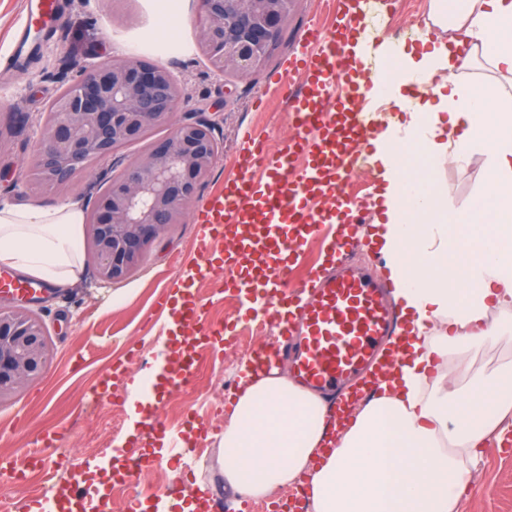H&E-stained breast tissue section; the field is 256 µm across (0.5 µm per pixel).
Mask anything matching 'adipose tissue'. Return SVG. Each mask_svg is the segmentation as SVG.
Returning <instances> with one entry per match:
<instances>
[{"instance_id":"adipose-tissue-1","label":"adipose tissue","mask_w":512,"mask_h":512,"mask_svg":"<svg viewBox=\"0 0 512 512\" xmlns=\"http://www.w3.org/2000/svg\"><path fill=\"white\" fill-rule=\"evenodd\" d=\"M448 11L452 36L420 54L400 51L372 90L408 114L374 139L385 221L370 241L407 327L382 352L378 390L342 420L291 382L279 351L244 367L219 465L252 498L304 478L308 512H464L480 451L512 419V99L497 85L430 88L466 66L458 53L465 38L512 77V0H462ZM476 156L488 183L462 213L437 184V168ZM83 222L70 204L0 207V263L74 282ZM452 223L462 226L461 245L448 240ZM482 346L500 352L493 370L476 363Z\"/></svg>"}]
</instances>
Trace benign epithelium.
Segmentation results:
<instances>
[{"mask_svg":"<svg viewBox=\"0 0 512 512\" xmlns=\"http://www.w3.org/2000/svg\"><path fill=\"white\" fill-rule=\"evenodd\" d=\"M294 0H202L201 53L222 75L246 77L278 47ZM185 90L168 68L128 55L86 69L50 105L36 161L39 183L60 188L91 163L174 127L134 157L97 199L87 221L95 277L117 284L141 267L153 241L182 223L224 143L214 120L177 119ZM52 354L41 321L0 309V403L45 372Z\"/></svg>","mask_w":512,"mask_h":512,"instance_id":"benign-epithelium-1","label":"benign epithelium"}]
</instances>
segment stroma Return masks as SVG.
<instances>
[{
	"instance_id": "1",
	"label": "stroma",
	"mask_w": 512,
	"mask_h": 512,
	"mask_svg": "<svg viewBox=\"0 0 512 512\" xmlns=\"http://www.w3.org/2000/svg\"><path fill=\"white\" fill-rule=\"evenodd\" d=\"M337 3L297 0L266 66L237 79L215 73L199 50L201 0H67L59 27L24 66L13 65L9 54L25 17L26 0H0V204L71 203L90 212L123 162L145 149L147 141L131 144L91 164L64 188L39 184L35 162L41 149L40 122L51 101L95 62L136 54L164 65L185 87L181 116L220 118L224 138L223 153L186 208L182 224L152 245L136 274L119 284H103L95 280L87 258L77 281L55 287L48 300L35 305L53 355L39 380L0 405V459L22 465L37 450L46 456L64 455L58 480H67L74 469H87L111 500L112 512H156L157 502L165 499L173 503L170 512H179L178 503L198 491L224 500L228 512H242L245 503L252 512H275L286 502L291 493L287 487L268 499L243 500L212 468L230 408L220 385L225 366L240 370L253 350L283 344L273 327L260 336H242L243 325L233 310L238 300L226 291L223 273L197 279L193 285L207 319L234 330L224 342L211 341L199 348L196 385L159 396L147 388L144 378L162 366L157 357L167 340L162 296L198 258L200 207L234 175L238 157L247 149L246 131L266 135L271 152L293 135L288 97L304 83L294 70L296 59L308 50L303 34L313 23L330 27ZM166 5L184 47L179 54H155L145 47L149 38H161L158 13ZM432 5L433 0H398L395 11L376 23L381 38L395 47L414 46V33L431 23ZM440 179L449 203L468 208L485 187L484 160L444 162ZM116 367L125 374L111 389L112 410L106 413L90 399ZM179 403L186 405L190 423L170 422V429L182 430L186 438L182 456L171 458L167 437L150 431L149 425L164 419L168 408ZM508 440L512 441V429L489 439L476 482L466 494L465 512H512V450L504 447ZM141 444L147 453L163 458V468H144L134 480L138 496L125 498L102 469L103 457Z\"/></svg>"
}]
</instances>
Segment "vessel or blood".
<instances>
[{
  "label": "vessel or blood",
  "mask_w": 512,
  "mask_h": 512,
  "mask_svg": "<svg viewBox=\"0 0 512 512\" xmlns=\"http://www.w3.org/2000/svg\"><path fill=\"white\" fill-rule=\"evenodd\" d=\"M350 2L358 7L356 18L337 23L329 33L310 28L304 35L310 50L295 67L307 80L290 100L296 136L270 153L259 134L249 135L251 147L239 158L235 176L203 204L202 237L223 242L224 250L204 251L195 267L196 276L202 277L232 265H250V273L228 280L241 300L238 318L266 319L293 341L286 353L291 379L327 396L337 412L354 397V382L371 372L384 342L404 327L383 271L372 273L346 263L330 274L312 272L307 300L296 301L289 290L293 256L324 225L340 224L341 236L333 243L340 252L366 223L365 210L345 187L359 165L370 163L367 145L379 121L362 109L368 87L352 77L350 50L367 54L374 36L369 18L390 12L397 0ZM61 14V0H30L14 37L13 57L32 52L34 29L48 28ZM42 287L39 281L0 274V289L7 292L33 298ZM164 307L166 333L175 346L168 349L156 376L154 388L161 393L182 386L195 347L220 333L208 322L191 279L169 291ZM149 459L144 452L123 453L113 473L132 480Z\"/></svg>",
  "instance_id": "vessel-or-blood-1"
}]
</instances>
